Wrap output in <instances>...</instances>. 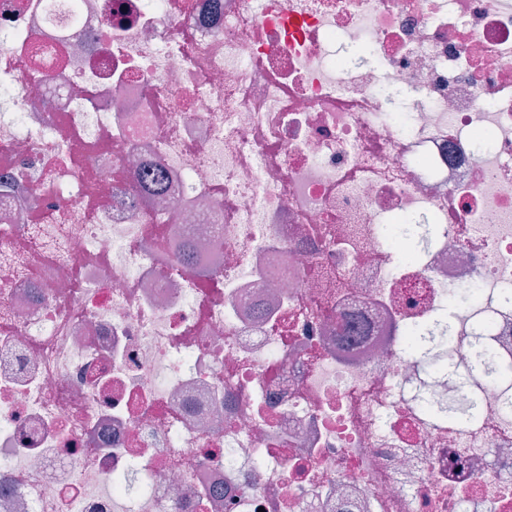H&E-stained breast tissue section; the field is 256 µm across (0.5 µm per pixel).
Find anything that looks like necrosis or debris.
I'll use <instances>...</instances> for the list:
<instances>
[{"instance_id":"1","label":"necrosis or debris","mask_w":512,"mask_h":512,"mask_svg":"<svg viewBox=\"0 0 512 512\" xmlns=\"http://www.w3.org/2000/svg\"><path fill=\"white\" fill-rule=\"evenodd\" d=\"M479 342L512 0H0V512H512ZM424 224H393L386 229L387 237L401 258L410 260L415 257L416 247L429 234Z\"/></svg>"}]
</instances>
